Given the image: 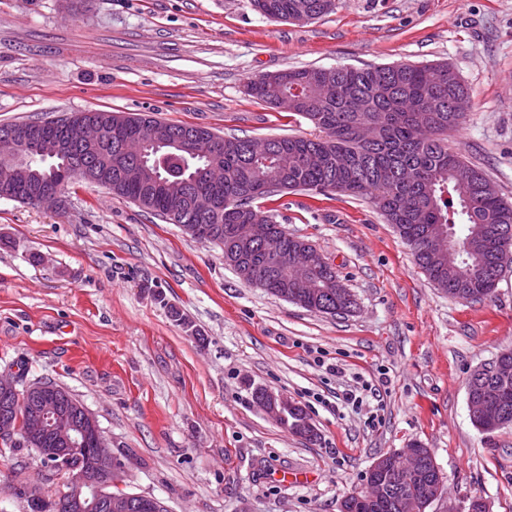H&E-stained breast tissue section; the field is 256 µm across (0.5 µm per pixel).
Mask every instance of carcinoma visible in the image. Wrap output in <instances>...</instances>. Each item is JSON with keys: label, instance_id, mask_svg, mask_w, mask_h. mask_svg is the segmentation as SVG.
Segmentation results:
<instances>
[{"label": "carcinoma", "instance_id": "carcinoma-1", "mask_svg": "<svg viewBox=\"0 0 512 512\" xmlns=\"http://www.w3.org/2000/svg\"><path fill=\"white\" fill-rule=\"evenodd\" d=\"M264 16L287 21L302 15L311 20L329 13L336 0H252ZM254 98L280 107L312 123L318 135L308 138L277 136L267 139V150L253 148V139L222 135L213 153L202 149L196 157L167 156L151 182L128 184L120 179V164L138 159L124 154L123 146L107 142L89 158L70 156L74 167L100 166L112 170V193L150 210L184 232L196 224L209 226L214 244L221 247L233 224H269L281 236L284 259L311 253L316 260L319 288H298V305L319 314L345 316L357 302L337 289L344 284L336 272L304 240L288 234L268 212L254 206L257 199L285 191L365 196L396 226L411 248L416 263L443 291L465 293L483 288L504 271V244L512 242V204L478 166L463 159L448 143V135L462 124L471 102L469 88L458 71L446 62L429 65L399 63L354 68H299L285 70V79L271 82L258 76L248 83ZM224 167V212L209 208L204 191H194L203 168ZM31 171L40 180L53 174L59 159L30 150ZM243 262L260 271L265 258L255 243ZM293 290L288 264L275 272L265 290L274 296ZM42 403L39 394L15 396L0 392V415L24 414ZM280 424L309 442L315 429L305 427L306 411L298 404L281 408ZM422 457L406 477L396 471L386 476L383 493L374 499L357 492L347 496L350 512H400L398 502L409 482L428 483L436 475L429 449L417 445ZM77 458L60 465L40 461L45 474L67 475ZM27 487L17 495L28 512H62L59 501L40 496L30 499Z\"/></svg>", "mask_w": 512, "mask_h": 512}]
</instances>
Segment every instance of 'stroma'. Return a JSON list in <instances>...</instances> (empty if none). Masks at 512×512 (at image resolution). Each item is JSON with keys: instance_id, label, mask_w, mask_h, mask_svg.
Wrapping results in <instances>:
<instances>
[{"instance_id": "35a3bbf8", "label": "stroma", "mask_w": 512, "mask_h": 512, "mask_svg": "<svg viewBox=\"0 0 512 512\" xmlns=\"http://www.w3.org/2000/svg\"><path fill=\"white\" fill-rule=\"evenodd\" d=\"M452 64L471 107L448 140L512 202V0H340L306 23L251 0H0V124L104 110L261 138L305 118L246 91L284 69ZM358 300L313 313L246 283L223 251L106 188L70 183L60 208L0 197V372L52 381L132 463L119 487L170 512H339L376 458L418 442L444 478L426 512H512V427L472 422L467 381L512 347V265L491 295L436 288L368 198L260 200ZM176 306L190 328L174 322ZM379 389L340 401L356 383ZM307 412L310 443L253 402ZM39 461L0 452V512Z\"/></svg>"}]
</instances>
